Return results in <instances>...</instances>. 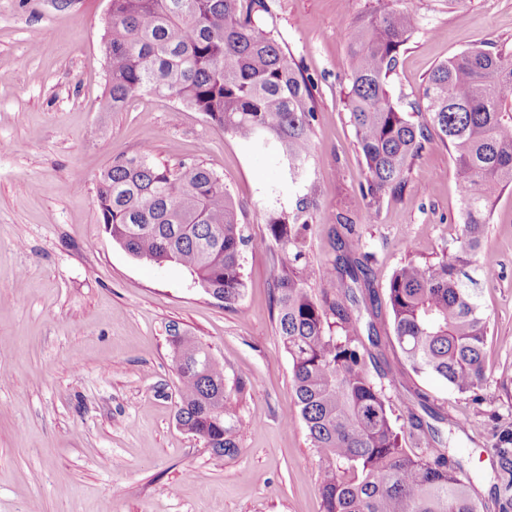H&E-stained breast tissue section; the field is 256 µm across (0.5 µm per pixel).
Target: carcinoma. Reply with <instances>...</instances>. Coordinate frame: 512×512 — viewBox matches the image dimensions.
<instances>
[{
    "instance_id": "carcinoma-1",
    "label": "carcinoma",
    "mask_w": 512,
    "mask_h": 512,
    "mask_svg": "<svg viewBox=\"0 0 512 512\" xmlns=\"http://www.w3.org/2000/svg\"><path fill=\"white\" fill-rule=\"evenodd\" d=\"M352 23L345 106L365 169L362 192L372 216L387 196L404 191L413 161L437 134L448 142L459 178L462 224L458 245L434 263L410 260L389 280L385 303L405 362L477 402L485 388L487 318L469 274L493 199L512 186V54L462 51L433 68L414 122L392 100L388 81L401 48L415 34L403 0H377ZM265 0H111L105 55L109 70L103 110L118 112L143 91L173 95L242 143L276 151L296 176L309 159L317 106L313 82L273 34L256 24ZM151 149L119 157L97 191L102 223L131 255L187 269L226 306L242 296V253L249 243L235 202L219 178L200 165L159 166ZM302 200L291 213L268 217V240L281 254L275 276L276 328L292 361L295 406L322 471V512H479L460 463L439 430L423 424L415 447L396 431L383 385L371 375L359 319L345 301L359 284L371 290L369 252L357 238L323 271L320 295L305 231ZM180 389L176 421L217 456L237 453V395L224 365L194 337L169 330ZM512 465V428L498 435Z\"/></svg>"
}]
</instances>
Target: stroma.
I'll list each match as a JSON object with an SVG mask.
<instances>
[{
    "label": "stroma",
    "instance_id": "1",
    "mask_svg": "<svg viewBox=\"0 0 512 512\" xmlns=\"http://www.w3.org/2000/svg\"><path fill=\"white\" fill-rule=\"evenodd\" d=\"M258 26L275 31L315 84L311 156L289 177L274 153L244 146L175 97L143 92L101 109L110 0H0V512H322L325 467L296 415L292 363L276 333L271 212L313 205L312 264L362 237L368 277L384 292L408 259L433 262L460 233L458 176L432 137L402 196L370 218L364 168L345 106L350 25L376 0H266ZM412 40L389 79L413 112L439 63L472 48L512 52V0H408ZM151 145L156 162L215 172L240 209L250 244L246 288L230 307L188 271L129 254L106 232L97 204L102 172ZM476 267L489 321L486 387L478 404L429 373L407 368L386 306L349 312L380 338L368 367L393 419L411 433L419 396L441 407V431L484 512H501L507 475L498 429L512 422V187L498 196ZM178 325L224 365L238 401L239 451L214 455L178 426L179 383L168 344Z\"/></svg>",
    "mask_w": 512,
    "mask_h": 512
}]
</instances>
